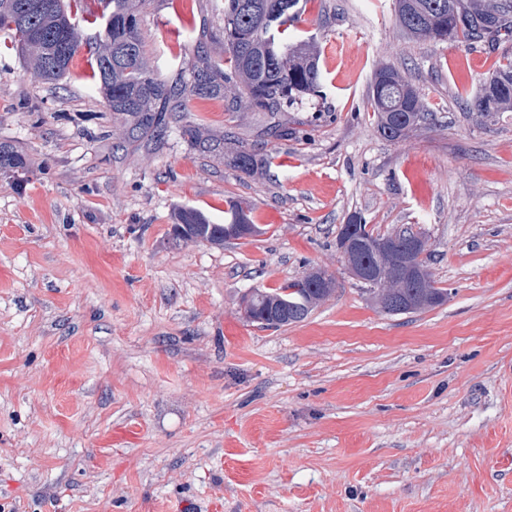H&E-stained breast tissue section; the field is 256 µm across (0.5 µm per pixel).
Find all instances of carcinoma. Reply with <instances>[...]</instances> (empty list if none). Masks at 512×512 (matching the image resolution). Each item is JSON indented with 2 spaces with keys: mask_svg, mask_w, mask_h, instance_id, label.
I'll return each mask as SVG.
<instances>
[{
  "mask_svg": "<svg viewBox=\"0 0 512 512\" xmlns=\"http://www.w3.org/2000/svg\"><path fill=\"white\" fill-rule=\"evenodd\" d=\"M301 0H224L216 6L224 27V62L200 57L184 61L170 79H160L149 67L141 36L140 11L145 0H109L111 10L102 14V24L86 38L91 75L97 79L108 111L120 121L124 138L137 142L156 138L172 116L187 111L193 98L224 95L238 90L236 98L260 112H278L297 98L317 91L322 73L314 39H293L284 26L300 20ZM398 25L417 40L486 43L496 48L512 42V0H395ZM78 12L67 0H10L0 9V30L13 35L32 75L56 83L67 73L80 46ZM372 102L377 130L386 140L399 141L427 115L417 90L393 66H382L372 80ZM466 107L487 119L512 112V57L497 61L479 89L466 96ZM191 148L209 152L211 139L202 124L190 121L182 127ZM234 164L251 175L266 162L250 149H240ZM29 168L26 156L14 145L0 142V174L17 177ZM175 224L183 234L177 242H194L199 236L224 241V226L250 222L244 207L233 203L224 212L225 224H215L200 209H176ZM368 247L358 262L388 271L372 289L374 299L387 313H414L440 305L448 290L425 285L411 286L388 266V261L369 247L374 231L361 226ZM334 289L323 288L302 276L279 288L255 289L247 306L266 314L280 327L303 321Z\"/></svg>",
  "mask_w": 512,
  "mask_h": 512,
  "instance_id": "cac0c4a2",
  "label": "carcinoma"
}]
</instances>
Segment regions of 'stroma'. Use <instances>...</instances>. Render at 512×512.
I'll list each match as a JSON object with an SVG mask.
<instances>
[{
	"mask_svg": "<svg viewBox=\"0 0 512 512\" xmlns=\"http://www.w3.org/2000/svg\"><path fill=\"white\" fill-rule=\"evenodd\" d=\"M214 0H149V66L224 57ZM299 28L341 44L321 96L277 113L194 99L219 151L170 122L126 141L78 50L50 85L0 31V505L5 512H512V112L461 96L502 50L415 40L393 0H307ZM391 65L429 111L377 131ZM287 138L271 134L274 125ZM267 160L254 175L237 148ZM253 236L175 243L176 207ZM422 232L443 304L391 315L353 277L342 225ZM320 268L335 292L302 322L244 299ZM29 168V161L26 156L14 145L7 142H0V174L17 175L25 174Z\"/></svg>",
	"mask_w": 512,
	"mask_h": 512,
	"instance_id": "obj_1",
	"label": "stroma"
}]
</instances>
